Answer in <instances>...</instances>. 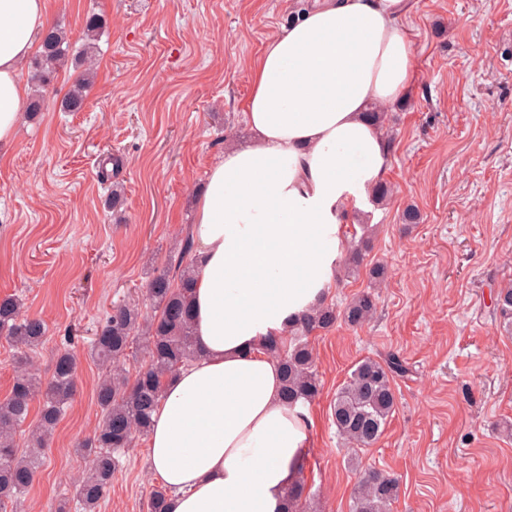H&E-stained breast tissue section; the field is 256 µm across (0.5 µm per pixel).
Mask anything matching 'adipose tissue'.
Here are the masks:
<instances>
[{"label":"adipose tissue","instance_id":"obj_1","mask_svg":"<svg viewBox=\"0 0 512 512\" xmlns=\"http://www.w3.org/2000/svg\"><path fill=\"white\" fill-rule=\"evenodd\" d=\"M414 0H312L253 65L251 140L225 147L190 228L197 360L165 384L148 448L169 512H284L313 423L288 408L264 349L321 303L346 254L343 226L391 160L368 108L413 81ZM48 26L46 0H0V146L27 102L20 65Z\"/></svg>","mask_w":512,"mask_h":512}]
</instances>
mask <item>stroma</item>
Here are the masks:
<instances>
[{"label":"stroma","mask_w":512,"mask_h":512,"mask_svg":"<svg viewBox=\"0 0 512 512\" xmlns=\"http://www.w3.org/2000/svg\"><path fill=\"white\" fill-rule=\"evenodd\" d=\"M47 5L74 48L87 13L107 28L81 111L61 107L82 72L74 61L46 88L22 63L46 106L0 148V298L19 297L48 325L32 373L49 376L68 335L79 358L77 391L16 512H54L89 471L78 444L100 421L101 367L87 346L114 304L149 310L148 273L177 257L225 144L248 140L252 61L296 0ZM407 27L415 77L387 109L394 193L349 216L344 234L365 266L354 278L338 266L327 301L341 309L367 290L372 265L386 281L369 323L308 337L320 393L307 407L303 498L311 512H350L360 477L376 470L399 482L390 512H512V336L493 315L512 283V0H415ZM116 187L124 204L114 210ZM410 205L420 223H404ZM391 353L410 372L395 377V411L355 468L330 405L355 362ZM147 443L118 453L99 512H148L159 483Z\"/></svg>","instance_id":"35a3bbf8"}]
</instances>
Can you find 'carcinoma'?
Here are the masks:
<instances>
[{
	"mask_svg": "<svg viewBox=\"0 0 512 512\" xmlns=\"http://www.w3.org/2000/svg\"><path fill=\"white\" fill-rule=\"evenodd\" d=\"M105 28L101 15H86L87 39H98ZM71 49L62 28L53 25L41 34L32 65L42 84L53 81ZM78 61L84 70L62 102L67 112L83 108L94 71L93 55L87 49H80ZM191 250V242H185L175 276L169 266L152 269L147 293L153 302V314L145 315L127 303L115 305L89 344L88 356L105 366L106 374L95 391L101 422L93 435L80 443V449L92 456V466L75 493L76 505L84 512H97L108 497L116 469L114 454L130 447L136 436L150 432L152 415L164 398L165 379L197 357L192 329L193 262H184ZM376 309L375 294L362 291L349 301L340 316L350 326L358 327L370 321ZM495 310L502 327L512 335V286L499 289ZM340 316L335 307L322 303L313 313L300 318L287 335L273 336L265 344L266 351L280 363L287 403L305 404L318 396L320 384L306 336L332 328ZM45 338L44 321L21 314L19 299H0V340L14 349L16 372L10 395L0 399V512L16 505L33 484L43 464L46 441L74 394L77 358L71 351H57L49 379L44 381L30 372V351L42 345ZM135 346L145 350L148 362L131 380L125 375L122 362ZM406 371L400 358L393 354L383 361L367 357L352 366L331 404L336 430L349 445V462L358 460L360 453L383 434L396 404L393 378ZM35 400L40 403V411L34 443L24 452L16 445L15 433L28 419ZM398 495L395 478L368 471L354 489L350 512H388Z\"/></svg>",
	"mask_w": 512,
	"mask_h": 512,
	"instance_id": "obj_1",
	"label": "carcinoma"
}]
</instances>
